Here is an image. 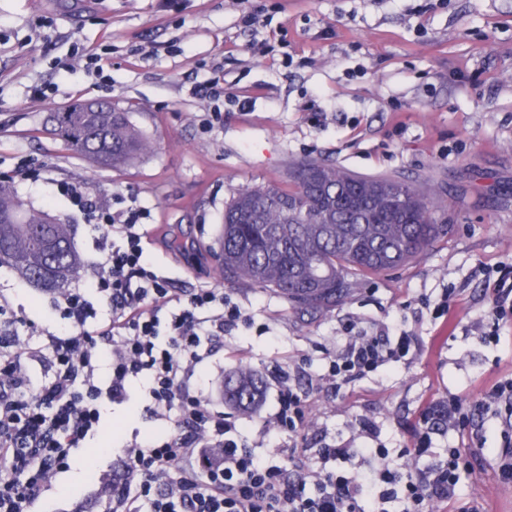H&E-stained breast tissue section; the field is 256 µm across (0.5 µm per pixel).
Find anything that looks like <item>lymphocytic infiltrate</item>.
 <instances>
[{
	"label": "lymphocytic infiltrate",
	"mask_w": 512,
	"mask_h": 512,
	"mask_svg": "<svg viewBox=\"0 0 512 512\" xmlns=\"http://www.w3.org/2000/svg\"><path fill=\"white\" fill-rule=\"evenodd\" d=\"M94 224L99 257L72 286L54 294L58 320L22 315L0 323V512H44L59 474L68 472L102 427L104 404L144 388L140 412L164 433L121 448L123 481L112 485V512H430L453 507L469 467L460 449L443 463L417 469L408 455L429 453L430 428L465 429L471 419L455 395L425 408L412 449L376 448L379 468L344 470L357 449H316L318 469L295 468L309 427V404L289 368L276 366V458L257 454L237 423L218 411L199 382L201 367L224 336L251 320L223 291L184 294L145 253V211L130 205ZM480 339L494 344L512 323V283L497 280ZM407 333L361 331L327 353L326 380L338 387L389 363L411 360Z\"/></svg>",
	"instance_id": "f902f5d3"
}]
</instances>
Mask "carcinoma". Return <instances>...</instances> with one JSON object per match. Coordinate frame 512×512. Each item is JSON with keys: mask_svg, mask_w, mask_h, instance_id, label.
Wrapping results in <instances>:
<instances>
[{"mask_svg": "<svg viewBox=\"0 0 512 512\" xmlns=\"http://www.w3.org/2000/svg\"><path fill=\"white\" fill-rule=\"evenodd\" d=\"M50 122L67 149L100 167L130 166L149 148L128 113L110 104L73 105ZM287 180L244 188L226 203L215 257L225 281L270 288L295 310H331L361 280L412 262L452 230L436 198L408 178L361 177L304 160L289 165ZM47 216L0 176V268L55 291L79 277L83 260L74 225ZM262 394L260 371L246 367L226 383L224 398L248 409Z\"/></svg>", "mask_w": 512, "mask_h": 512, "instance_id": "obj_1", "label": "carcinoma"}]
</instances>
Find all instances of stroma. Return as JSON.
Wrapping results in <instances>:
<instances>
[{
  "label": "stroma",
  "instance_id": "35a3bbf8",
  "mask_svg": "<svg viewBox=\"0 0 512 512\" xmlns=\"http://www.w3.org/2000/svg\"><path fill=\"white\" fill-rule=\"evenodd\" d=\"M257 12L256 30L242 11ZM99 58L102 76L82 71ZM224 95L194 88L206 79ZM107 101L129 114L149 150L133 166L101 168L46 130L50 112ZM314 159L362 176L400 172L432 187L455 213L452 231L405 267L364 281L324 313L299 316L280 294L225 283L211 255L224 203L247 186L284 182L290 162ZM0 173L29 205L74 225L84 262L96 260L84 214L58 194L87 184L100 210H147V254L185 291L221 288L254 321L224 338L203 376L248 366L265 376L256 407L237 413L243 439L272 455L263 422L276 408L273 366L303 364L307 445L408 448L427 404L456 393L476 401L512 378V328L480 342L492 296L512 275V0H0ZM15 311L45 323L47 293L0 269ZM450 296L449 322L423 300ZM396 325L415 342L408 364L327 389L324 350L345 324ZM109 453L87 451L56 478L53 506L71 512L123 473L118 450L133 431L160 425L136 404H105ZM471 436L436 432L417 467L469 454L460 503L512 512V483L497 476L496 425L474 416Z\"/></svg>",
  "mask_w": 512,
  "mask_h": 512
}]
</instances>
